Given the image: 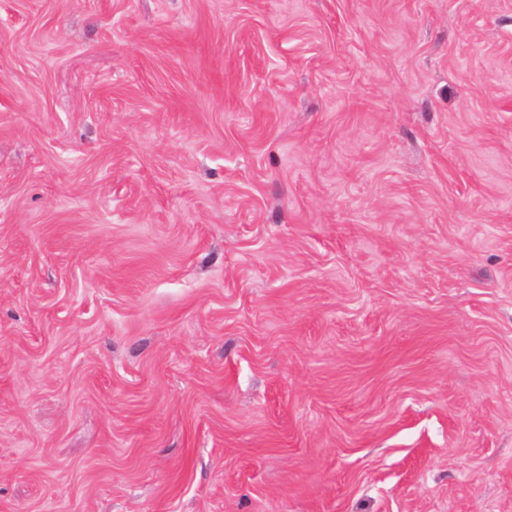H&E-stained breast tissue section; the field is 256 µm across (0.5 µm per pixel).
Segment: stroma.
Wrapping results in <instances>:
<instances>
[{"label": "stroma", "instance_id": "1", "mask_svg": "<svg viewBox=\"0 0 512 512\" xmlns=\"http://www.w3.org/2000/svg\"><path fill=\"white\" fill-rule=\"evenodd\" d=\"M0 512H512V0H0Z\"/></svg>", "mask_w": 512, "mask_h": 512}]
</instances>
